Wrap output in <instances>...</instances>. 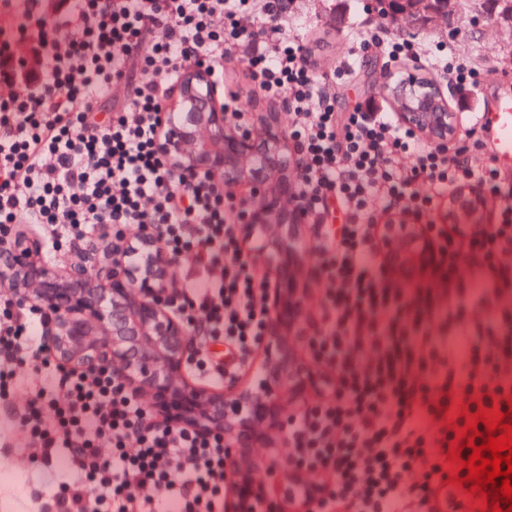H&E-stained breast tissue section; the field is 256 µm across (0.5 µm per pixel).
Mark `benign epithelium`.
Returning a JSON list of instances; mask_svg holds the SVG:
<instances>
[{
	"instance_id": "1",
	"label": "benign epithelium",
	"mask_w": 512,
	"mask_h": 512,
	"mask_svg": "<svg viewBox=\"0 0 512 512\" xmlns=\"http://www.w3.org/2000/svg\"><path fill=\"white\" fill-rule=\"evenodd\" d=\"M394 21L424 27L455 12L453 0H384ZM382 90L400 125L431 145L458 139L460 119L441 86L419 76L393 79ZM166 107L172 120L161 127V152L175 171L208 174L217 184L249 189L251 204L242 231L256 240L252 259L269 278L270 323L256 353V377L224 393L195 383L185 363L192 338L170 310L173 270L156 238L132 231L105 252L78 248L61 267L44 264L39 245L22 231L0 241V282L24 304L49 310L44 343L61 365L90 372L109 363L156 412L203 434L224 436L233 461L225 482V512H308L295 496L283 503L278 488L298 483L314 488L321 478L296 468L281 470L266 457L267 444L287 446L288 418L300 412L322 388L321 371L304 351L302 326L312 300L310 255L302 237L304 218L283 202L296 196L295 157L282 113L267 112L256 124L234 122L219 102L210 72L192 69L182 76ZM485 203L478 190L462 186L448 200L452 224L476 226ZM383 250L402 283H414L430 270L433 241L424 224H397Z\"/></svg>"
}]
</instances>
